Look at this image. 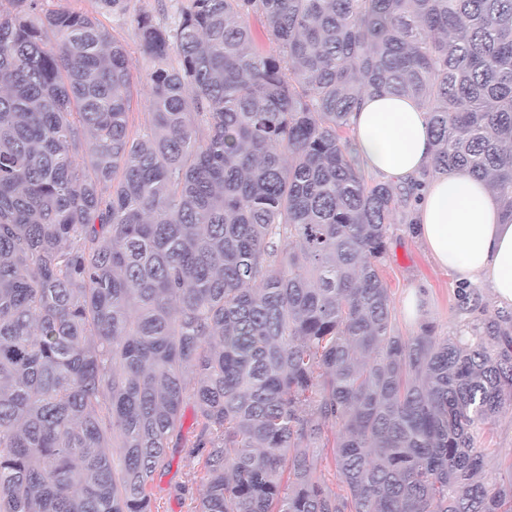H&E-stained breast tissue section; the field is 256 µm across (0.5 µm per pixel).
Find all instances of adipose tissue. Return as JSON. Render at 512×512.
I'll return each mask as SVG.
<instances>
[{
	"mask_svg": "<svg viewBox=\"0 0 512 512\" xmlns=\"http://www.w3.org/2000/svg\"><path fill=\"white\" fill-rule=\"evenodd\" d=\"M351 124L368 170L395 186L416 184V232L437 263L462 281L489 279L498 304L512 308V223L503 222L484 181L462 173L423 178L434 157L427 113L402 96L368 95Z\"/></svg>",
	"mask_w": 512,
	"mask_h": 512,
	"instance_id": "obj_1",
	"label": "adipose tissue"
}]
</instances>
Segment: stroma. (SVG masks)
<instances>
[{
  "label": "stroma",
  "instance_id": "35a3bbf8",
  "mask_svg": "<svg viewBox=\"0 0 512 512\" xmlns=\"http://www.w3.org/2000/svg\"><path fill=\"white\" fill-rule=\"evenodd\" d=\"M141 10L150 11L163 23L170 22L175 12V0H129L128 9L120 14L106 13L101 17L107 29L124 42L129 52L132 70L139 71L150 65L133 33V17ZM382 275L387 282L396 315L397 325L403 335L415 334L421 324L431 325L436 334L452 336L467 326L479 323L485 314L497 313L499 307L489 282L472 283L483 304L482 310L472 311L463 306L458 290L457 277L441 269L422 242L410 232L407 225H395L388 254L382 265ZM420 299V314L410 318L406 301L410 294ZM184 447L170 449V468L155 480V494L161 512H191L194 501L202 492L194 482L197 461L188 449L194 439L192 428L182 430ZM483 442L491 448L482 477L488 483H505L512 480V409H503L486 427Z\"/></svg>",
  "mask_w": 512,
  "mask_h": 512
}]
</instances>
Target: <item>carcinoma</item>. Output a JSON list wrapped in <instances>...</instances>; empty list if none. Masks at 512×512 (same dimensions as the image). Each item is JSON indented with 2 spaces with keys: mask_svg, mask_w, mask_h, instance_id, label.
I'll return each instance as SVG.
<instances>
[{
  "mask_svg": "<svg viewBox=\"0 0 512 512\" xmlns=\"http://www.w3.org/2000/svg\"><path fill=\"white\" fill-rule=\"evenodd\" d=\"M133 22L138 74L94 14L0 0V512H159L189 403L194 512H512L479 480L512 313L400 332L379 266L413 188L367 179L350 121L414 100L423 176L487 180L512 223V0Z\"/></svg>",
  "mask_w": 512,
  "mask_h": 512,
  "instance_id": "obj_1",
  "label": "carcinoma"
}]
</instances>
